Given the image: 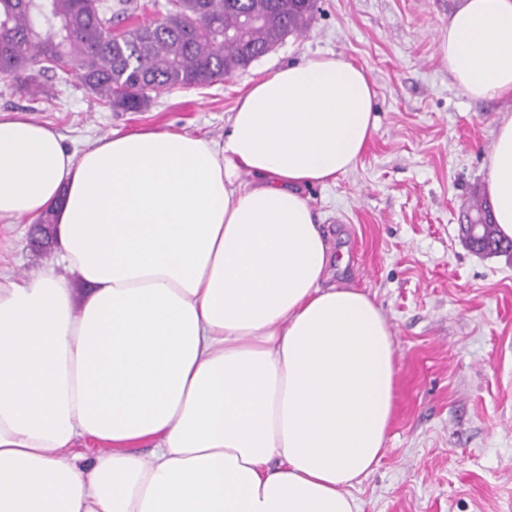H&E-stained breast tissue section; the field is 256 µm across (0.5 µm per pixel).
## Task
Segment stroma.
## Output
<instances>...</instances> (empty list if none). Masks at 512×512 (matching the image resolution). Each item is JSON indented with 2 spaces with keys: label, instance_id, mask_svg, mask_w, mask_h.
<instances>
[{
  "label": "stroma",
  "instance_id": "stroma-1",
  "mask_svg": "<svg viewBox=\"0 0 512 512\" xmlns=\"http://www.w3.org/2000/svg\"><path fill=\"white\" fill-rule=\"evenodd\" d=\"M461 0H317L307 33L244 72L152 95L114 112L77 81L46 77L31 102L0 80V113L46 124L67 150L141 129L221 140L243 91L268 72L325 53L364 67L375 129L348 173L308 189L334 254L331 281L367 292L396 345L394 420L383 457L352 488L361 512H512V261L479 255L460 224L484 194L496 119L512 100L474 101L437 54ZM25 219L0 218V272L29 276L56 261Z\"/></svg>",
  "mask_w": 512,
  "mask_h": 512
}]
</instances>
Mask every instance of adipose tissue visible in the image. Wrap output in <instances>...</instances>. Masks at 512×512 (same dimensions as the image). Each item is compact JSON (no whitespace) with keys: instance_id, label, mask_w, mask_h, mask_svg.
I'll return each mask as SVG.
<instances>
[{"instance_id":"ef3b65f1","label":"adipose tissue","mask_w":512,"mask_h":512,"mask_svg":"<svg viewBox=\"0 0 512 512\" xmlns=\"http://www.w3.org/2000/svg\"><path fill=\"white\" fill-rule=\"evenodd\" d=\"M437 52L467 97L512 98V0H462ZM374 98L330 54L253 82L220 141L146 129L77 154L0 114V217L52 213L60 256L0 276V512H359L396 346L329 284L303 190L356 166ZM486 168L512 239L511 112Z\"/></svg>"}]
</instances>
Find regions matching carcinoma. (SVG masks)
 <instances>
[{"instance_id": "carcinoma-1", "label": "carcinoma", "mask_w": 512, "mask_h": 512, "mask_svg": "<svg viewBox=\"0 0 512 512\" xmlns=\"http://www.w3.org/2000/svg\"><path fill=\"white\" fill-rule=\"evenodd\" d=\"M315 8L306 0H168L161 20L115 35L109 0H0V77L38 100L40 77L72 76L110 109L138 112L153 92L211 84L243 69L248 55L303 35ZM247 16L257 24H244Z\"/></svg>"}]
</instances>
